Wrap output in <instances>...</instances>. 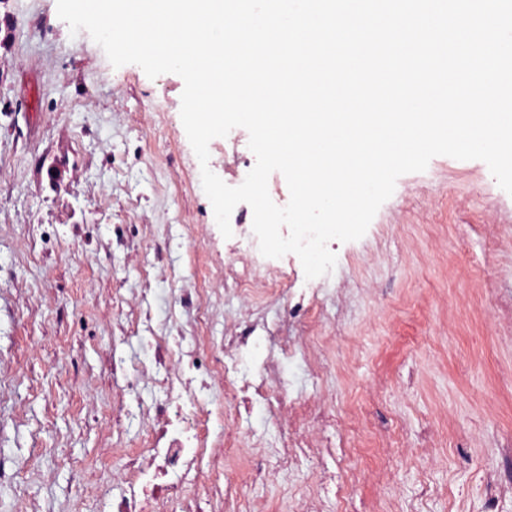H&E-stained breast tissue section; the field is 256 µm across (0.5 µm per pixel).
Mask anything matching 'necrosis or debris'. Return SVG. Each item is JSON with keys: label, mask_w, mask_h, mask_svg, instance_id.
<instances>
[{"label": "necrosis or debris", "mask_w": 512, "mask_h": 512, "mask_svg": "<svg viewBox=\"0 0 512 512\" xmlns=\"http://www.w3.org/2000/svg\"><path fill=\"white\" fill-rule=\"evenodd\" d=\"M267 264L257 237L248 235L240 243L236 265L223 287L211 289L206 298L200 289H179L176 304L200 319L220 307L225 296L237 299L238 309L225 317L221 337L194 341L187 351L170 347L162 337L152 345L147 360L113 361L114 379L159 381L170 399L142 412L147 432L142 448L134 452L115 445L104 448V455L115 463L112 512H200L198 499L183 487L182 479L189 474L210 486L223 512H269L265 503L243 502L239 480L225 477L229 458L239 453L246 456L242 478L252 482L265 479L273 470L294 471L305 460L319 465L318 480L289 499L288 512H332L331 493L336 487L366 481L393 483L394 462L401 457L393 442H380L381 466L365 469L356 444L338 450L328 441L326 431L335 424L336 412L326 397L290 394L284 362H303L317 378L335 367L341 345L335 325L321 317L301 322L294 336L286 324L276 330L268 327L261 305L275 294L278 278L266 273ZM262 344L267 351L257 373H239V360ZM209 386L223 389L226 420L223 437L211 443L201 433L209 419L201 391ZM258 406L267 410L282 431L278 447L271 451L255 442L242 443L236 427L242 415ZM135 477L142 480L140 491L134 497L126 495L125 486Z\"/></svg>", "instance_id": "obj_1"}]
</instances>
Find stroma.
Returning a JSON list of instances; mask_svg holds the SVG:
<instances>
[{"mask_svg":"<svg viewBox=\"0 0 512 512\" xmlns=\"http://www.w3.org/2000/svg\"><path fill=\"white\" fill-rule=\"evenodd\" d=\"M183 89L174 73L113 67L57 0H0V460L13 475L0 512H112L99 450L141 448L139 413L167 394L136 384L113 430L107 362L147 359L153 337L177 333V289L216 287L230 268L236 240L202 188ZM209 153L230 186L255 159L244 141L213 139ZM329 248L332 273L306 279L293 255L280 285L290 303L316 297L358 356L320 379L287 365L296 392L344 408L388 378L368 420L410 454L395 478L403 512H512V495L486 486L487 462L512 446V328L493 318L512 301V195L485 162L437 156L397 179L361 239ZM144 288L147 326L117 313ZM428 429L444 438L434 465L415 456ZM317 477L306 463L248 495L285 512Z\"/></svg>","mask_w":512,"mask_h":512,"instance_id":"obj_1","label":"stroma"}]
</instances>
